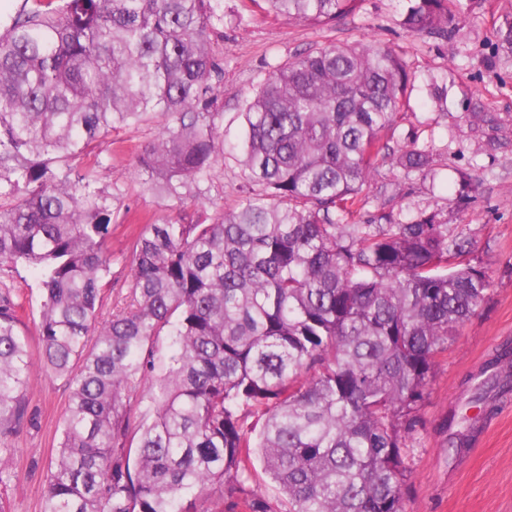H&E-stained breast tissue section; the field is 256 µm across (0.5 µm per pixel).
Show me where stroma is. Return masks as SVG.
Instances as JSON below:
<instances>
[{
	"label": "stroma",
	"instance_id": "35a3bbf8",
	"mask_svg": "<svg viewBox=\"0 0 512 512\" xmlns=\"http://www.w3.org/2000/svg\"><path fill=\"white\" fill-rule=\"evenodd\" d=\"M403 0H363L359 10L320 29L272 20L249 0H224V36L214 51L224 60V133L234 137L238 112L272 65L328 42L390 46L403 52L415 89L395 139L416 140L433 152L432 176L391 173L379 168L367 194L369 204L354 220L367 223L381 201L409 215L440 211L449 227L461 228L474 243L472 259L485 267L491 286L472 316L437 358L429 395L417 412V427L406 450L410 471L406 512H512V387L487 391L491 413L477 414L468 400L483 374L512 379V50L501 29L512 22V0H454L453 11L467 23L450 39L407 33L396 23ZM448 72V112H435L427 98L428 74ZM485 113L473 121L472 112ZM162 118L113 133L109 168L102 182L126 185L130 213L111 228L112 265L103 290L102 311L125 296L130 252L145 218L171 220L211 216L242 201L244 171L226 158L216 168L206 202H159L132 172ZM69 388L64 379L35 370L29 391L37 424L11 441L14 476L0 484L10 512H42L47 468L61 440ZM465 444L449 451V438Z\"/></svg>",
	"mask_w": 512,
	"mask_h": 512
}]
</instances>
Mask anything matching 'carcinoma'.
I'll use <instances>...</instances> for the list:
<instances>
[{
  "instance_id": "carcinoma-1",
  "label": "carcinoma",
  "mask_w": 512,
  "mask_h": 512,
  "mask_svg": "<svg viewBox=\"0 0 512 512\" xmlns=\"http://www.w3.org/2000/svg\"><path fill=\"white\" fill-rule=\"evenodd\" d=\"M0 12V270L40 279L41 367L70 389L44 512H405L403 448L448 333L490 287L436 211L368 202L378 168L432 171L390 145L414 88L402 52L330 43L272 66L224 139V0H14ZM397 24L448 38L452 0ZM333 27L361 0H251ZM447 71L428 75L448 113ZM165 123L136 175L207 198L228 154L239 208L144 225L126 296L100 319L125 185L99 182L112 132ZM22 305L0 285V443L34 423ZM149 416L130 397L141 385ZM278 487L249 486L255 463Z\"/></svg>"
}]
</instances>
